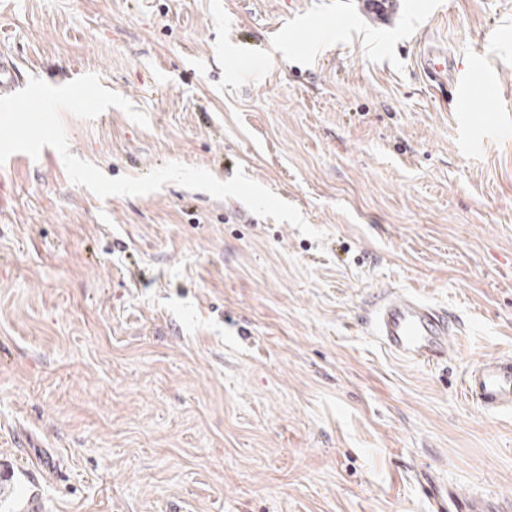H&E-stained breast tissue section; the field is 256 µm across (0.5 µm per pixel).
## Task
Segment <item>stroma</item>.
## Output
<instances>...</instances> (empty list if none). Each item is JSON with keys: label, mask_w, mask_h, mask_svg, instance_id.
I'll list each match as a JSON object with an SVG mask.
<instances>
[{"label": "stroma", "mask_w": 512, "mask_h": 512, "mask_svg": "<svg viewBox=\"0 0 512 512\" xmlns=\"http://www.w3.org/2000/svg\"><path fill=\"white\" fill-rule=\"evenodd\" d=\"M0 0L24 78L143 112L62 118L105 175L243 169L318 241L169 183L0 165V512H512V413L458 385L512 356V106L430 89L419 43L512 93V0ZM307 13L327 57L278 40ZM410 292L461 323L429 369L369 314Z\"/></svg>", "instance_id": "stroma-1"}]
</instances>
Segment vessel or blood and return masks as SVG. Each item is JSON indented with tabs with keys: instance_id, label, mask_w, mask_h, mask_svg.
I'll return each instance as SVG.
<instances>
[{
	"instance_id": "obj_1",
	"label": "vessel or blood",
	"mask_w": 512,
	"mask_h": 512,
	"mask_svg": "<svg viewBox=\"0 0 512 512\" xmlns=\"http://www.w3.org/2000/svg\"><path fill=\"white\" fill-rule=\"evenodd\" d=\"M432 85L448 86L459 102L472 96L471 73L454 54L428 45L420 57ZM25 86L15 58L0 55V95ZM374 336L391 355L403 361L435 367L448 358V338L455 322L440 309L412 293L390 294L369 318ZM461 388L486 414L512 413V356H492L474 362L464 373Z\"/></svg>"
}]
</instances>
